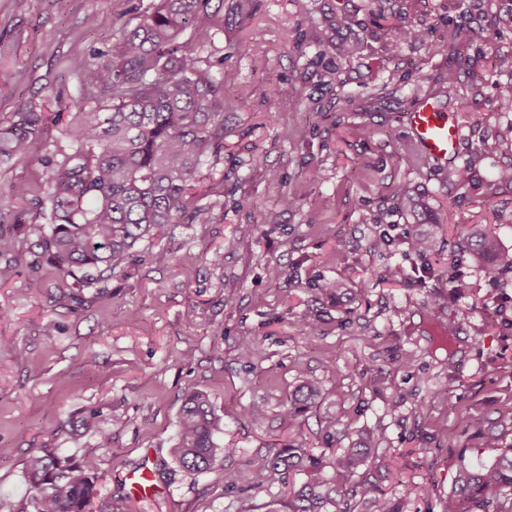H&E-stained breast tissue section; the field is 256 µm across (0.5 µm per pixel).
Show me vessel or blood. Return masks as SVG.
I'll list each match as a JSON object with an SVG mask.
<instances>
[{
    "instance_id": "b4317fda",
    "label": "vessel or blood",
    "mask_w": 512,
    "mask_h": 512,
    "mask_svg": "<svg viewBox=\"0 0 512 512\" xmlns=\"http://www.w3.org/2000/svg\"><path fill=\"white\" fill-rule=\"evenodd\" d=\"M405 120L427 157L439 163L455 159L462 128L437 103L422 100L416 110L406 113Z\"/></svg>"
}]
</instances>
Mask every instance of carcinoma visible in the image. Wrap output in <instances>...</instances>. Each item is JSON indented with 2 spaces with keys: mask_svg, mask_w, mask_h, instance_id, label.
<instances>
[{
  "mask_svg": "<svg viewBox=\"0 0 512 512\" xmlns=\"http://www.w3.org/2000/svg\"><path fill=\"white\" fill-rule=\"evenodd\" d=\"M229 9L242 19L254 0H159L134 26H123L111 50L91 48L100 103L93 112H73L68 136L74 150L43 158L48 168L50 207L38 213L44 227L42 244L51 264L75 281L114 273L135 245L160 238L169 226L189 215L208 219V209L190 207L202 166L224 151V81L201 60L181 52L177 37L189 28L210 26L215 14ZM468 18L450 25L439 52H451L448 72L438 79L439 93L453 97L464 82L480 76L468 68L466 50L490 36L484 24V0H455ZM422 24L392 17L390 43L401 49L421 39ZM491 70L507 80L498 85L503 109L512 111V54L495 55ZM45 117L32 106L14 113L0 127V162L24 161L45 150ZM400 209L418 224H442L440 213L425 195L400 189ZM24 212L0 197V224H24ZM465 244L476 265L492 273L512 270V260L499 259V241L485 224H471ZM311 394L295 392L283 411L288 427L309 405ZM221 419L205 394L187 393L177 424L172 455L189 473L216 472L222 453L217 436ZM386 442L385 434L362 436L326 471L324 456L289 443L270 449L255 469L253 487L265 489L281 481L285 471L306 474L305 483L280 500L272 512H404L402 500L385 495L367 469L369 458ZM454 486L442 501V512H512V445L491 463L472 462L461 453L454 461ZM25 479L31 512H92L100 494L92 458L58 457L50 450L32 455Z\"/></svg>",
  "mask_w": 512,
  "mask_h": 512,
  "instance_id": "obj_1",
  "label": "carcinoma"
}]
</instances>
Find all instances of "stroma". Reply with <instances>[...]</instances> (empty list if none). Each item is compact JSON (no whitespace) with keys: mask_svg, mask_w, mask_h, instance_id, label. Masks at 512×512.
<instances>
[{"mask_svg":"<svg viewBox=\"0 0 512 512\" xmlns=\"http://www.w3.org/2000/svg\"><path fill=\"white\" fill-rule=\"evenodd\" d=\"M132 3L145 11L154 0H0V122L24 104L43 107L47 150H70V113L98 106L90 71L73 62L113 45ZM452 3L403 0L428 31L396 58L371 0H256L249 19L182 33L183 50L227 77L236 102L224 152L203 167L195 198L210 219L140 242L93 287L62 277L34 225L0 226L13 241L0 252V266L13 268L0 281V512L28 502L25 468L45 449L96 461L95 512H238L247 498L267 512L304 480L291 472L254 488L271 448L298 437L320 454L376 429L387 437L369 462L378 483L405 512H442L459 451L497 456L472 426L494 427L512 405V282L490 279L462 241L467 225L490 224L512 259V186L495 183L512 167V112L487 72L490 56L512 52V28L495 26L469 50L482 82L437 97L448 56L436 46L456 18ZM333 9L350 19L339 35L321 23ZM342 36L363 52L337 57ZM327 66L338 84H324ZM379 93L389 97L381 111H354ZM412 94L437 97L456 116L469 184L457 185L451 167L420 163L403 120ZM46 185L40 158L0 165V195L27 214ZM401 188L444 211L429 254L377 243L380 212L396 235L423 230L397 206ZM327 280L337 285L330 296ZM451 320V349L436 347ZM308 382L319 395L288 428L284 405ZM191 388L222 419L223 473L190 475L170 456ZM90 411L93 434L80 430ZM331 414L340 423L329 439L321 423ZM147 461L160 491L132 496L127 477Z\"/></svg>","mask_w":512,"mask_h":512,"instance_id":"35a3bbf8","label":"stroma"}]
</instances>
